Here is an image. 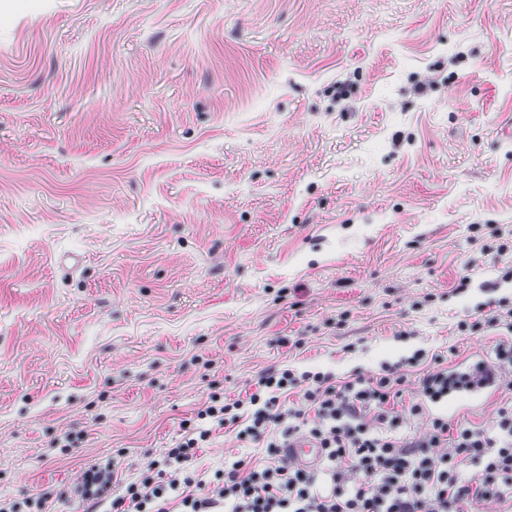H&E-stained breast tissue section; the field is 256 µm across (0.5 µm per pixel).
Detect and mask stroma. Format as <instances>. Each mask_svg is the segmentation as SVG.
Listing matches in <instances>:
<instances>
[{"instance_id": "stroma-1", "label": "stroma", "mask_w": 512, "mask_h": 512, "mask_svg": "<svg viewBox=\"0 0 512 512\" xmlns=\"http://www.w3.org/2000/svg\"><path fill=\"white\" fill-rule=\"evenodd\" d=\"M0 22V498L135 476L262 370L462 331L512 250V0H18ZM512 390L449 401L488 424ZM226 428L206 478L257 454Z\"/></svg>"}]
</instances>
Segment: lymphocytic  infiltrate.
Returning a JSON list of instances; mask_svg holds the SVG:
<instances>
[{
    "label": "lymphocytic infiltrate",
    "mask_w": 512,
    "mask_h": 512,
    "mask_svg": "<svg viewBox=\"0 0 512 512\" xmlns=\"http://www.w3.org/2000/svg\"><path fill=\"white\" fill-rule=\"evenodd\" d=\"M504 326L492 359L456 372L441 356L415 351L383 364L374 377L336 380L323 371H262L246 398H210L191 428L162 460L111 495L118 476L111 464L90 466L70 492L45 491L34 499L44 512L52 499H75L83 512H474L494 502L512 512V407H502L489 426L464 427L434 416L428 431L404 436L406 420L447 401L454 392L512 387V302L470 323L477 332ZM428 362L416 381L415 402L402 401L406 368ZM299 390L297 404L283 397ZM233 426L245 445L261 444L260 460L225 463L222 484L209 485L190 462L211 426ZM298 438L321 448L319 460L303 466L284 453ZM471 473H464V466Z\"/></svg>",
    "instance_id": "lymphocytic-infiltrate-1"
}]
</instances>
